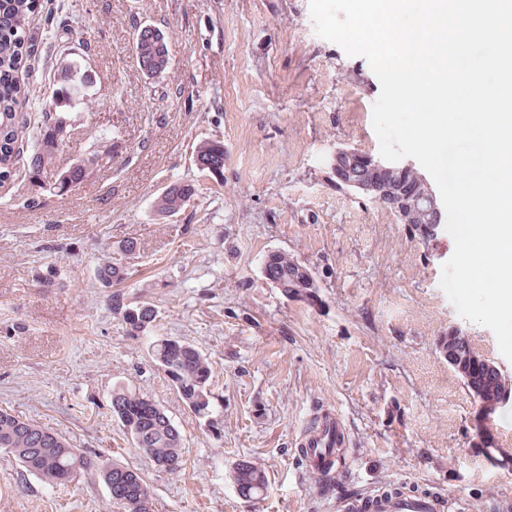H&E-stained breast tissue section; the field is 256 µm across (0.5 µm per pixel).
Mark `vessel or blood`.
I'll use <instances>...</instances> for the list:
<instances>
[{
    "instance_id": "b4317fda",
    "label": "vessel or blood",
    "mask_w": 512,
    "mask_h": 512,
    "mask_svg": "<svg viewBox=\"0 0 512 512\" xmlns=\"http://www.w3.org/2000/svg\"><path fill=\"white\" fill-rule=\"evenodd\" d=\"M486 431L489 441L473 453L474 458L485 462L500 453V421L487 422ZM352 446L343 414L324 404L311 409L295 440V449L315 479L317 491L333 501L336 512H447L446 495L432 487L407 489L388 483L358 486L345 475L352 462ZM232 484L238 496L247 501L263 499L268 490L265 472L251 464L234 468Z\"/></svg>"
}]
</instances>
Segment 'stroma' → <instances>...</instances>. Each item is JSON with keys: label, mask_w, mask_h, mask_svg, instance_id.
Returning a JSON list of instances; mask_svg holds the SVG:
<instances>
[{"label": "stroma", "mask_w": 512, "mask_h": 512, "mask_svg": "<svg viewBox=\"0 0 512 512\" xmlns=\"http://www.w3.org/2000/svg\"><path fill=\"white\" fill-rule=\"evenodd\" d=\"M164 31L171 64L150 79L130 32ZM309 0H36L24 112L39 126L65 61L77 105L67 133L42 146L40 179L0 183V409L48 428L99 462L136 469L151 512H336L303 472L294 441L311 406H337L361 484L435 487L467 512H512V471L472 458L487 418L441 341L463 336L512 371L494 333L463 319L440 287L455 243L422 241L392 209L336 179V155L378 154L368 61L307 39ZM127 150L61 192L86 149ZM224 144V175L196 162ZM193 186L175 216L158 193ZM271 250L306 267L317 304L260 276ZM131 270L119 290L100 268ZM156 318L127 330L119 301ZM188 341L214 373L218 417L204 423L151 358L152 342ZM122 385L160 404L182 434V464L157 467L109 407ZM263 469L268 495L240 500L233 468ZM0 512H123L92 475L48 488L0 450Z\"/></svg>", "instance_id": "obj_1"}]
</instances>
